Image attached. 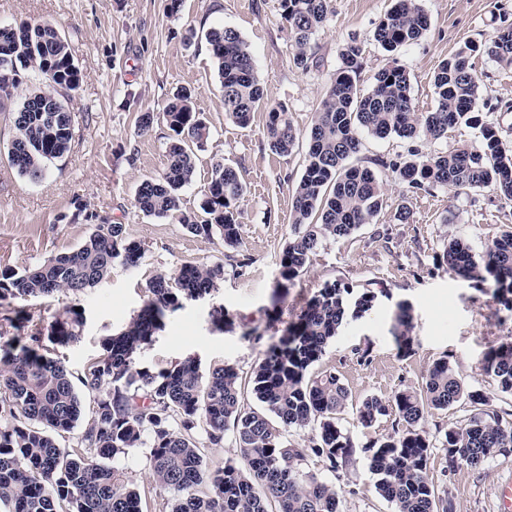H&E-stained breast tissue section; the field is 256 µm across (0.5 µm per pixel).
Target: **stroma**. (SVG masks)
I'll return each instance as SVG.
<instances>
[{
  "label": "stroma",
  "mask_w": 512,
  "mask_h": 512,
  "mask_svg": "<svg viewBox=\"0 0 512 512\" xmlns=\"http://www.w3.org/2000/svg\"><path fill=\"white\" fill-rule=\"evenodd\" d=\"M168 0H0V25L47 21L66 37L83 81L66 106L74 117V147L67 157L48 163L38 181L19 175L8 159L9 128L0 117V268L16 271L39 264L80 245L99 224H121L144 243L136 267L114 263L111 272L83 293L28 299L20 306L50 323L66 306L80 308L84 327L79 342L61 348L73 374L102 354L105 337L120 332L148 299L147 285L157 275L178 273L183 264L224 266L221 287L204 298L182 300L167 312L163 327L144 345L139 366L153 372L192 357L202 372L234 366L249 378L254 366L277 341L284 321L299 313L305 300L328 284L352 296L372 291L373 307L348 319L327 345L319 368L336 372L353 401L391 398L420 387L429 366L445 358L466 388L498 408L512 410V394L501 391L481 369L489 347L512 341V310L497 304L490 288L459 277L436 264L434 255L447 238L466 239L475 252L512 226V204L491 190L452 192L436 187L417 194L395 180L387 182V202L377 223L350 237L327 241L293 284H277V261L288 242L292 188L300 178L308 150L299 140L281 156L268 146L266 113L254 112L240 127L224 110L217 66L205 39L213 28H235L248 42L264 100L283 104L294 127L307 132L336 70L338 52L350 41L363 49L359 84L398 61L412 80L417 111L434 107L433 75L441 61L465 43L489 40L502 23H512V0H422L430 26L423 38L396 53L373 39L375 26L395 0H332L331 12L312 38L322 62L303 71L293 66V48L281 20L280 0H183L179 12ZM471 62L482 80L485 99L512 102V67L485 53ZM182 87L194 91L210 136L197 149L192 182L182 191V208L199 212L215 162L233 167L246 187L236 218L242 243L226 260L220 238L189 233L176 219L143 214L136 205L138 185L166 165L167 129L142 131L139 113L162 111ZM411 218H396L399 206ZM245 267H237L239 259ZM413 314V351L401 355L391 335L399 302ZM223 308L230 326L217 328L215 308ZM142 496L143 512H169L170 495L157 492L149 468V450L132 448L107 459ZM335 484L340 512H395L377 494L376 477L364 454L338 472L322 471ZM434 485L447 491L454 512H500L497 491L512 482V456L490 459L473 470H448L445 453L434 449L428 465Z\"/></svg>",
  "instance_id": "stroma-1"
}]
</instances>
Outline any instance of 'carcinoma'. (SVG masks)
<instances>
[{
    "mask_svg": "<svg viewBox=\"0 0 512 512\" xmlns=\"http://www.w3.org/2000/svg\"><path fill=\"white\" fill-rule=\"evenodd\" d=\"M280 7L292 40V64L306 71L316 62L312 37L327 20L331 0H280ZM429 25L421 0H396L374 28L373 39L392 53L418 42ZM206 40L218 66L224 112L245 127L252 112L265 108L270 149L292 154L300 133L286 106L263 101L246 40L229 26L211 29ZM480 51L511 67L512 24L500 26L490 41L469 42L442 61L433 76L435 105L418 112L411 77L403 67L394 62L382 68L365 92L359 85L361 46L352 41L340 49L330 88L307 133L306 164L293 189V221L279 260L281 280L290 283L298 277L325 241L347 238L360 226L377 223L386 183L376 166L411 193L438 186L468 192L491 189L512 202V147L504 145L490 119L498 110L511 112L512 104L481 98V79L471 64L472 55ZM22 70L40 75L47 89L9 109L10 89L0 85V112L11 130V165L37 181L45 176L47 162L72 151L74 119L63 98L79 88L82 74L65 36L47 22L16 25L4 38L0 75L11 76L13 86ZM160 120L171 131L166 168L139 184L136 205L148 216L178 220L196 236L210 238L217 232L225 246L237 247L241 225L236 213L246 187L234 168L221 162L212 166L202 204L205 218L181 207V190L192 182L197 166L191 145L202 146L210 135L191 91L174 95L160 115L140 113L138 125L148 131ZM458 125L479 129L480 142L448 152L430 149ZM364 135L406 140L407 156L376 158L370 167L351 166L348 160L360 151ZM144 254V245L124 225L98 224L67 253L21 272L1 268L0 302L82 293L107 276L115 261L136 266ZM436 260L464 279L493 287L494 299L512 309V229L481 254L453 238ZM223 280L222 264L186 263L174 277L156 276L140 313L103 341V353L77 377L58 355V348L82 335L84 319L75 308H62L47 326L22 308L3 318L11 328L27 330V336H13L0 345V512H59L64 504L68 512H142L139 490L95 458L108 459L147 442L153 482L173 494L171 512H339L336 487L305 465L315 458L335 473L352 462L359 446L337 424V415L352 400L335 372L311 368L336 337L348 310H368L374 294L365 292L351 305L340 286L327 284L308 298L251 373L252 390L261 404L254 409L241 402V377L233 366L205 375L192 358L158 373L136 365L167 310L178 308L183 298L218 290ZM412 330L411 306L400 303L391 333L403 355L411 351ZM482 369L502 391L512 393V342L491 347ZM83 393L93 396V423L78 448L64 452L53 433L76 426ZM465 398L472 415L441 439L448 469L478 468L491 458L511 456L512 411L497 410L482 395L465 392L446 359L428 368L422 389H403L391 399L370 397L355 405L365 426L391 412L396 415L393 433L359 448L378 476V494L397 512H453L451 500L429 480L432 443L420 422L426 413L446 411ZM311 424L317 425L315 434L304 447H293L290 430ZM199 428L213 447L221 445L226 431H233L242 465L208 469L195 438Z\"/></svg>",
    "mask_w": 512,
    "mask_h": 512,
    "instance_id": "1",
    "label": "carcinoma"
}]
</instances>
